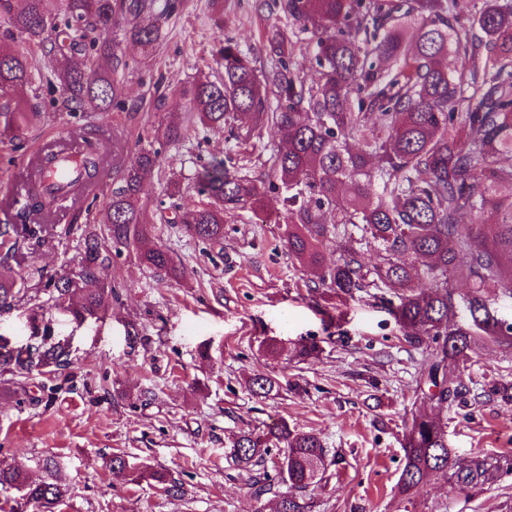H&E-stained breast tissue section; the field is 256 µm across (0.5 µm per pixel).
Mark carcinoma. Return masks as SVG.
I'll return each instance as SVG.
<instances>
[{
	"instance_id": "carcinoma-1",
	"label": "carcinoma",
	"mask_w": 512,
	"mask_h": 512,
	"mask_svg": "<svg viewBox=\"0 0 512 512\" xmlns=\"http://www.w3.org/2000/svg\"><path fill=\"white\" fill-rule=\"evenodd\" d=\"M279 13L311 31L317 84L308 86L290 68L292 41L273 31L263 46L272 60L260 74L253 56L232 39L218 48L224 74L198 78L179 90L193 117L206 128H228L247 142L272 127L285 147L273 154V178L256 180L231 173L215 162L193 181L201 202L180 219L185 232L210 247L224 245V218L264 206L270 194L283 195L286 244L298 264L315 270L318 282L341 298L375 288L389 294L391 311L408 343L425 346L419 391L437 406L465 399L460 368L473 346L491 343L512 349V322L497 317L483 293L512 296V0H273ZM174 0H0V19L45 56L78 54L80 64L52 67L49 83L60 89L59 109L73 115L89 109L109 112L126 106L112 73L94 65L93 51L118 58L108 40L112 29L126 33L142 49L154 50L160 20ZM480 35H475L474 30ZM35 84L27 54L0 41V141L19 151L41 113L14 105ZM76 155L78 177L68 183L73 197L70 224L84 225L78 262L71 275H49L37 268L0 273V311L24 301L36 323L49 308L82 324L100 318L112 299V247L136 246L137 260L169 277L181 274L171 250L149 244L155 225L141 196L143 181L159 165V150L142 149L137 160L108 168L107 144L95 125L82 127ZM182 138V125L169 121L155 129L159 145ZM364 140L373 151H352ZM58 154L32 159L28 202L0 224V260L45 246L43 223L50 220L54 191L43 187ZM112 176V193L101 219L91 223L93 188ZM181 184L170 182L168 208L159 221L173 223L166 210L179 211L174 198ZM476 223L462 224L463 214ZM494 232L486 236L485 225ZM370 237L380 259L368 265L359 248ZM333 242L336 262L323 261L322 248ZM430 283L418 292L413 278ZM472 284L467 298L472 323L450 324L457 279ZM398 304H392V299ZM67 341L54 338L49 324L32 343L10 345L0 336V377L6 397L26 394V380L45 376L41 391L56 390L57 374L71 364ZM245 388L257 398L280 394L271 374H256ZM448 424L438 415L419 414L405 425V464L398 493L410 500L430 478L440 476L458 488L482 485L492 473L511 472L512 454L473 455L462 462L448 447ZM279 452L278 482L285 486L277 512H311L304 493L328 480L336 457L314 434L283 421L266 432L240 430L227 459L247 477L255 497L269 491L260 472L272 449ZM109 470L131 484L153 480L177 496L181 486L164 475L130 467L121 453ZM0 486L16 489L39 512H55L68 495L57 476L33 482L17 466L0 462Z\"/></svg>"
}]
</instances>
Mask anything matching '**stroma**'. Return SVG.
I'll list each match as a JSON object with an SVG mask.
<instances>
[{
    "label": "stroma",
    "mask_w": 512,
    "mask_h": 512,
    "mask_svg": "<svg viewBox=\"0 0 512 512\" xmlns=\"http://www.w3.org/2000/svg\"><path fill=\"white\" fill-rule=\"evenodd\" d=\"M278 28L293 34L291 70L316 84L310 33L256 0H178L151 54L115 29L125 65L113 68L103 56L99 66L111 70L138 111L60 112L46 84H37L28 103L42 112L41 122L23 151L0 144V222L26 197L14 181L21 161L86 124L116 143L112 163L128 165L160 124L184 120L183 138L163 148L159 170L143 183V197L155 206L174 177L183 188L182 212L193 210L194 177L216 161L238 175L268 177V159L283 146L279 136L267 129L251 144L189 123L178 90L205 75L221 76L216 50L227 38L253 53L258 70L269 69L263 40ZM285 215L275 194L264 211L228 217L220 251L188 237L181 224L157 225L153 240L180 257L179 278L153 273L124 248L109 272L119 297L101 319L79 326L48 310L54 336L70 343L72 364L49 401L35 400L37 376L27 382L28 401L0 399V461L34 481L45 479L46 462H54L70 488L58 512H274L275 493L252 497L226 455L231 434L285 421L315 433L342 459L326 486L314 491L313 512H512V474L463 491L434 478L412 501L401 500L404 425L434 409L418 395L422 351L406 341L389 304L372 292L343 302L316 286L315 273L288 256ZM79 237L76 231L50 234L48 246L23 261L50 273L72 269ZM310 338L321 341V353L293 359L295 343ZM271 340L279 352L266 351ZM258 373L291 388L273 399L252 398L242 382ZM462 380L464 404L434 409L448 420L449 447L462 459L512 452V400L483 394L487 381L512 384V353L476 345ZM147 391L155 399L143 400ZM115 453L178 481L182 496L115 478L103 464Z\"/></svg>",
    "instance_id": "obj_1"
}]
</instances>
